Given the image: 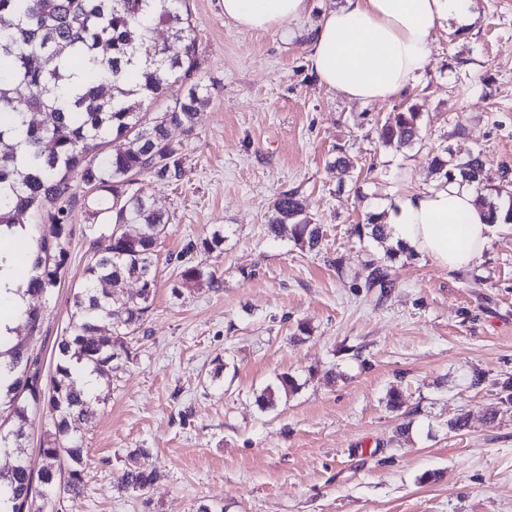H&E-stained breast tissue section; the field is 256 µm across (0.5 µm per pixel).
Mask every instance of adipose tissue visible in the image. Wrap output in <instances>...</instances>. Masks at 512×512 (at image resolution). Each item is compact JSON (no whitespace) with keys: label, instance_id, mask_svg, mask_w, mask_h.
Wrapping results in <instances>:
<instances>
[{"label":"adipose tissue","instance_id":"obj_1","mask_svg":"<svg viewBox=\"0 0 512 512\" xmlns=\"http://www.w3.org/2000/svg\"><path fill=\"white\" fill-rule=\"evenodd\" d=\"M224 17L244 32L266 31L302 18L308 0H223ZM474 0H342L317 28L310 61L320 82L357 101H385L403 93L425 72L432 34L448 22L468 27ZM391 241L457 271L482 258L490 226L473 186L452 179L401 190L387 209ZM27 231L0 237V338L17 324L18 289L29 280L17 245Z\"/></svg>","mask_w":512,"mask_h":512}]
</instances>
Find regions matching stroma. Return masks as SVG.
<instances>
[{
	"label": "stroma",
	"instance_id": "1",
	"mask_svg": "<svg viewBox=\"0 0 512 512\" xmlns=\"http://www.w3.org/2000/svg\"><path fill=\"white\" fill-rule=\"evenodd\" d=\"M339 0L268 31L243 32L223 0H187L196 28L191 82L213 100L192 133L175 129L183 180L140 181L169 217L157 253L148 320L127 340L131 359L98 385L84 436L86 490L43 495V512H512V224L491 227L475 266L448 271L400 257L387 295L366 290L375 243L350 237L395 188L433 185L440 148L484 152L485 185L512 171V0H475L478 18L432 35L427 73L398 97L362 103L320 83L313 30ZM422 114L418 142L395 150L376 128L401 106ZM350 167L336 165L337 157ZM294 190L325 228L321 252L263 233L273 200ZM83 205L60 285L43 300L33 343L43 375L85 281ZM224 226L223 254H195L221 277L171 289L169 258ZM311 335L297 341L299 326ZM234 377H214L221 359ZM335 371L326 381V371ZM485 375L470 385L473 372ZM301 390L261 412L254 394L277 374ZM405 405L387 409L390 388ZM466 415L469 427L448 420ZM150 451L161 477L150 505L114 485L128 454Z\"/></svg>",
	"mask_w": 512,
	"mask_h": 512
}]
</instances>
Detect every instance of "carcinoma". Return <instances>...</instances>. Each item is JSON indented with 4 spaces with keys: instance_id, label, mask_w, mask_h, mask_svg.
<instances>
[{
    "instance_id": "cac0c4a2",
    "label": "carcinoma",
    "mask_w": 512,
    "mask_h": 512,
    "mask_svg": "<svg viewBox=\"0 0 512 512\" xmlns=\"http://www.w3.org/2000/svg\"><path fill=\"white\" fill-rule=\"evenodd\" d=\"M166 28L168 42L154 33ZM196 34L185 0H0V233L3 227L29 226L34 275L25 295L45 297L60 284L71 234V211L83 193L92 222L86 225L92 253L84 284L72 295L66 333L57 342L56 364L43 380L28 339L41 332V312L18 310L15 343L8 351L11 382L0 414L10 428L0 430V454L21 448L29 411L46 410L51 429L39 453L38 476L23 458L0 471V495L8 512H41L34 507L33 479L47 495L56 489L78 496L84 489L83 445L91 422L87 394L74 371L108 384L129 359L126 338L148 317L157 288L156 248L169 217L136 188L138 177L157 182L182 180V147L171 128L192 131L211 104L208 88L186 83L194 66ZM164 100L159 112L150 106ZM421 113L409 105L385 121L378 139L404 148L420 137ZM482 154L459 158L447 148L435 156L440 179L461 178L478 187V200L492 224H512V182L482 186ZM385 213H370L351 235L375 242L365 281L380 291L395 286L392 262L401 248L388 245ZM267 235L288 238L299 249L319 251L323 227L307 215L292 190L274 199ZM224 229L191 241L185 253L224 250ZM182 286L203 280L218 288L221 277L187 260L179 265ZM140 285L124 297L126 283ZM289 373L276 375L256 396L267 412L298 392ZM121 470L117 485L144 495L158 479L149 451Z\"/></svg>"
}]
</instances>
